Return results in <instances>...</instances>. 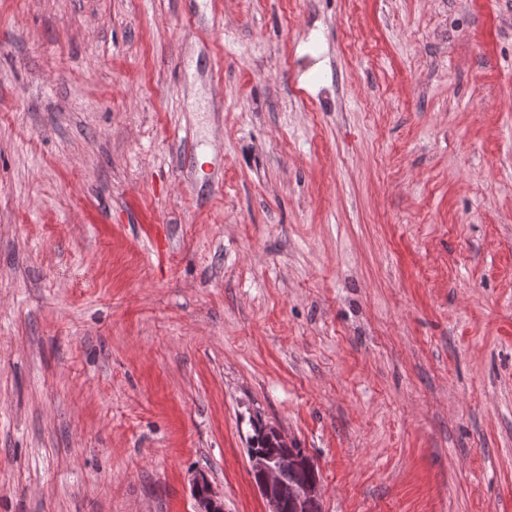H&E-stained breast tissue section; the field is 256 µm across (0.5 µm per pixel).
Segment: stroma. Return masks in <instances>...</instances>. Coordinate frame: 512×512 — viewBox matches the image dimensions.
Returning a JSON list of instances; mask_svg holds the SVG:
<instances>
[{"mask_svg":"<svg viewBox=\"0 0 512 512\" xmlns=\"http://www.w3.org/2000/svg\"><path fill=\"white\" fill-rule=\"evenodd\" d=\"M512 512V0H0V512ZM293 449L298 456L301 457L300 464L297 466L295 456L283 452L281 448H267V451L254 454L250 457L251 469L258 473L260 482L255 484L259 493L268 505L267 512H281L283 502L279 494L280 480L283 473L288 472L282 482L280 493L284 499L286 512H293L291 508V500L294 490L301 485L293 498L298 506L297 512H315L311 508L312 504L319 503L320 492L319 482L313 486H303L317 478L316 472L308 466V456L304 454L302 448H298L297 444H293ZM192 492L197 502L198 512H224L223 500L217 495L204 474L199 473L194 477Z\"/></svg>","mask_w":512,"mask_h":512,"instance_id":"35a3bbf8","label":"stroma"}]
</instances>
